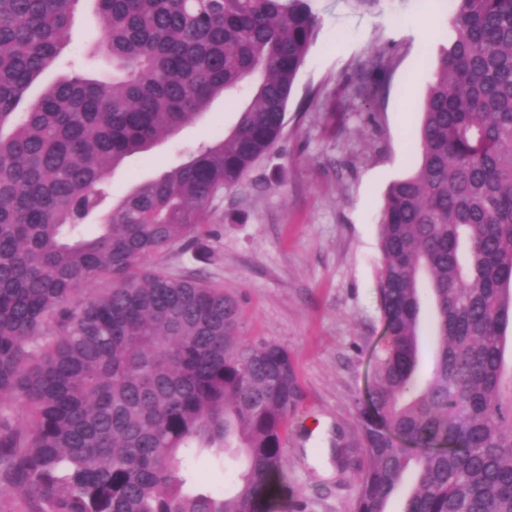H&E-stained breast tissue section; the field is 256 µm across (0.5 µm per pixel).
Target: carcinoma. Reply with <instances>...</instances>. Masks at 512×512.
I'll list each match as a JSON object with an SVG mask.
<instances>
[{
    "label": "carcinoma",
    "instance_id": "1",
    "mask_svg": "<svg viewBox=\"0 0 512 512\" xmlns=\"http://www.w3.org/2000/svg\"><path fill=\"white\" fill-rule=\"evenodd\" d=\"M81 0H0V512H274L301 386L250 344L202 274L145 271L180 242L211 257V205L270 155L321 20L314 0H91L88 63H60ZM357 64L361 94L382 93ZM419 165L378 215L384 342L356 402L353 512H512V0H449ZM249 102L218 139L112 199L127 158ZM435 336L419 374L422 308ZM241 460L234 490L189 463Z\"/></svg>",
    "mask_w": 512,
    "mask_h": 512
}]
</instances>
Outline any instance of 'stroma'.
<instances>
[{
	"mask_svg": "<svg viewBox=\"0 0 512 512\" xmlns=\"http://www.w3.org/2000/svg\"><path fill=\"white\" fill-rule=\"evenodd\" d=\"M315 8L321 25L288 101L284 137L237 191L214 201L211 260L200 265L176 249L161 261L174 274L201 269L238 301L245 341L275 342L293 357L302 398L286 438L288 491L275 512L351 510L353 480L336 467L321 475L313 462L337 434L357 433L355 400L384 333L376 217L389 184L417 159L438 42L423 38L420 23L440 29L447 18L424 0H315ZM376 52L388 67L376 76L384 94L372 105L356 94L352 74ZM237 119L214 100L198 122L128 159L109 179L113 194L160 174L179 148L216 139Z\"/></svg>",
	"mask_w": 512,
	"mask_h": 512,
	"instance_id": "stroma-1",
	"label": "stroma"
}]
</instances>
